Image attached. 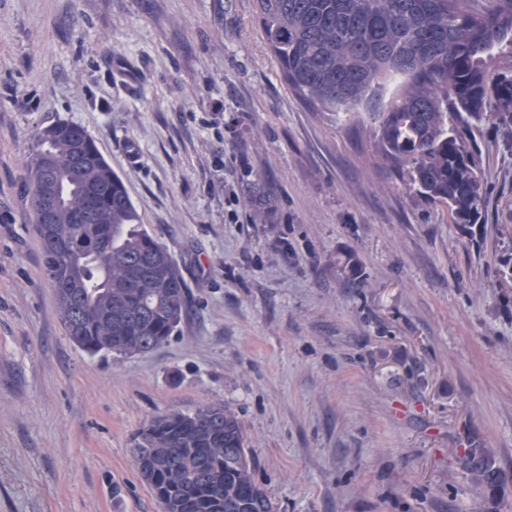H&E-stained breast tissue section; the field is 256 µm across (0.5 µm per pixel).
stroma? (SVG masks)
Wrapping results in <instances>:
<instances>
[{"label":"stroma","mask_w":512,"mask_h":512,"mask_svg":"<svg viewBox=\"0 0 512 512\" xmlns=\"http://www.w3.org/2000/svg\"><path fill=\"white\" fill-rule=\"evenodd\" d=\"M84 128L188 304L161 347L69 342L25 203L32 135ZM484 223H451L370 135L288 91L253 0H0V512H161L131 457L229 405L276 512H465L512 474V133ZM458 464L465 473L469 485L475 489L470 512H497L504 496L506 479L498 465L497 457L492 448H468L458 459ZM490 505L492 507H490ZM489 508H492L491 510ZM477 509V510H473Z\"/></svg>","instance_id":"35a3bbf8"}]
</instances>
